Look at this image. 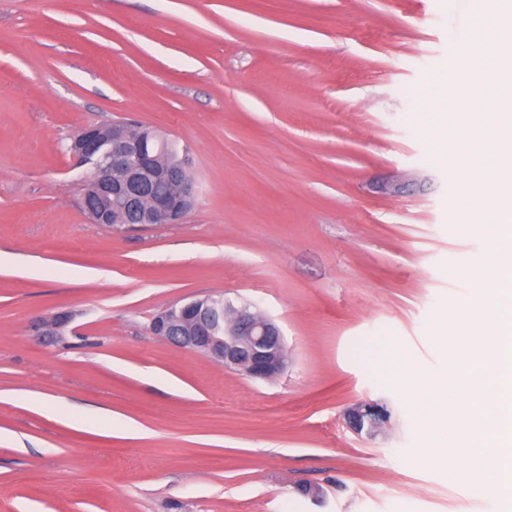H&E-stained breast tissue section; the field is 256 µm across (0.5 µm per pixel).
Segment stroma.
I'll use <instances>...</instances> for the list:
<instances>
[{"label": "stroma", "instance_id": "stroma-1", "mask_svg": "<svg viewBox=\"0 0 512 512\" xmlns=\"http://www.w3.org/2000/svg\"><path fill=\"white\" fill-rule=\"evenodd\" d=\"M449 0H0V512H488L388 369H455L438 321L488 241L462 169L422 129L457 73ZM152 127L198 183L178 224L90 223L66 147ZM401 176L413 191L390 197ZM221 294L280 325L288 367L253 379L152 335ZM75 319L63 346L33 339ZM375 403V436L349 409ZM73 320L70 312L62 311L56 313L53 317L39 321L37 327V336L47 344H57L62 340L65 331Z\"/></svg>", "mask_w": 512, "mask_h": 512}]
</instances>
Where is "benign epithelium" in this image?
<instances>
[{"mask_svg": "<svg viewBox=\"0 0 512 512\" xmlns=\"http://www.w3.org/2000/svg\"><path fill=\"white\" fill-rule=\"evenodd\" d=\"M160 137L143 125L127 124L104 133V126L82 128L70 146L77 164L88 170L80 183L82 209L94 224H124L131 214L143 224H178L197 197L192 160L182 149L174 165L164 164L152 151ZM170 185L163 196L153 193L155 182ZM73 320L62 311L38 323L37 336L47 344L62 340ZM153 335L185 350L201 354L251 378L269 380L285 371L288 352L275 320L254 302L234 304L210 295L174 304L153 317ZM352 427L373 431L383 422L378 408L359 405L349 412Z\"/></svg>", "mask_w": 512, "mask_h": 512, "instance_id": "1", "label": "benign epithelium"}]
</instances>
